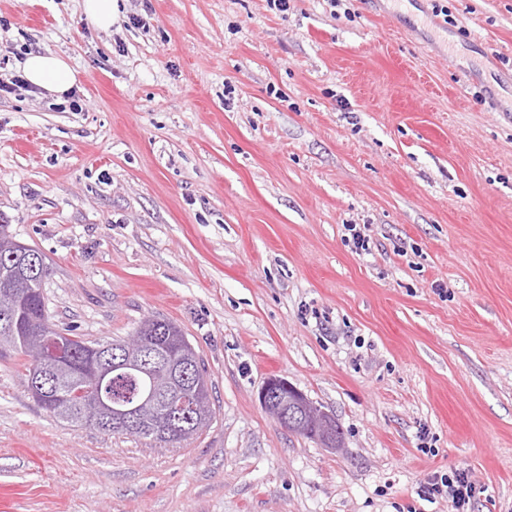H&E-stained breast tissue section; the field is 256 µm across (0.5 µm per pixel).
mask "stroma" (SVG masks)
<instances>
[{
	"label": "stroma",
	"mask_w": 512,
	"mask_h": 512,
	"mask_svg": "<svg viewBox=\"0 0 512 512\" xmlns=\"http://www.w3.org/2000/svg\"><path fill=\"white\" fill-rule=\"evenodd\" d=\"M25 52L84 107L0 96V224L57 328L178 324L213 419L108 436L0 358V512H455L420 490L458 470L512 512V0H120L106 32L0 0V76ZM274 377L341 450L264 410ZM22 71L30 84L53 93L64 94L73 83L69 64L61 56L50 52L29 55L22 65Z\"/></svg>",
	"instance_id": "stroma-1"
}]
</instances>
